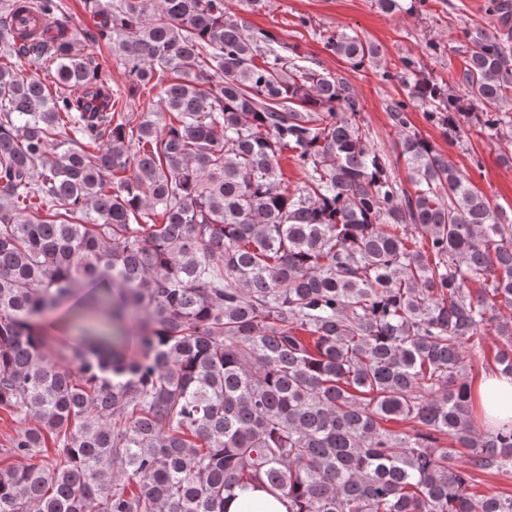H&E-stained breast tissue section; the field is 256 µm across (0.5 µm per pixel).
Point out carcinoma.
<instances>
[{
  "label": "carcinoma",
  "instance_id": "carcinoma-1",
  "mask_svg": "<svg viewBox=\"0 0 512 512\" xmlns=\"http://www.w3.org/2000/svg\"><path fill=\"white\" fill-rule=\"evenodd\" d=\"M491 2L499 31H460L451 81L383 73L409 89V191L347 83L224 0H81L131 90L157 91L135 127L62 0H0V410L32 459L0 467V512H226L252 485L288 512H512L472 492L512 468V427L475 425L464 372L491 329L512 375V217L408 117L450 141L512 127V0ZM79 305L51 364L47 318ZM280 166L282 170V186L289 192H294L303 185L304 174L293 159L291 152H285L281 156Z\"/></svg>",
  "mask_w": 512,
  "mask_h": 512
}]
</instances>
